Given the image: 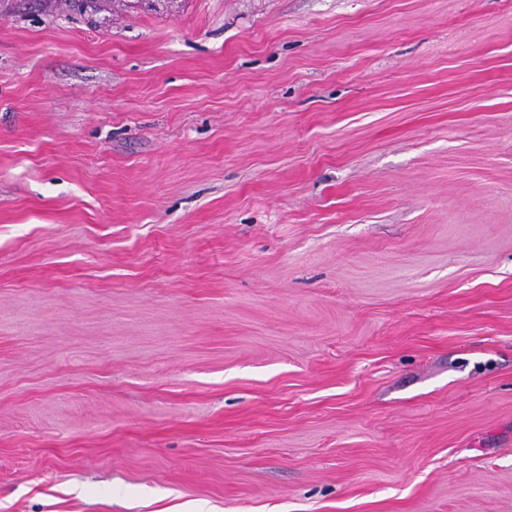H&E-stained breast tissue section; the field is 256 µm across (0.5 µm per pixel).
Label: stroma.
<instances>
[{
    "label": "stroma",
    "instance_id": "35a3bbf8",
    "mask_svg": "<svg viewBox=\"0 0 512 512\" xmlns=\"http://www.w3.org/2000/svg\"><path fill=\"white\" fill-rule=\"evenodd\" d=\"M512 512V0H0V512Z\"/></svg>",
    "mask_w": 512,
    "mask_h": 512
}]
</instances>
